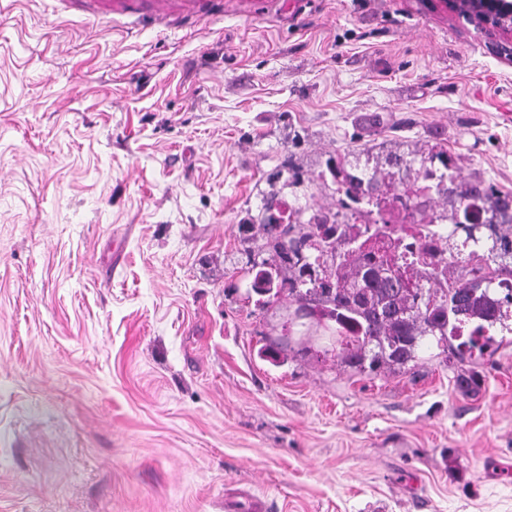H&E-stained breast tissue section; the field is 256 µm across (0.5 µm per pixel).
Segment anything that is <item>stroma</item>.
Masks as SVG:
<instances>
[{
  "label": "stroma",
  "mask_w": 512,
  "mask_h": 512,
  "mask_svg": "<svg viewBox=\"0 0 512 512\" xmlns=\"http://www.w3.org/2000/svg\"><path fill=\"white\" fill-rule=\"evenodd\" d=\"M440 145L512 193V65L416 0H0V512H512V335L359 373L240 225ZM367 155V159L369 161V153L370 149L364 147L362 150L360 148L354 149L347 155L343 157L336 158V161H331L329 163V167L331 164H335L336 172V182L342 185V190L347 199L351 200V197H355L359 195V193H363L364 191H369L370 186L375 190L376 185L374 184V180L377 174V163L376 166L371 168L372 173H370L369 169H365L361 171V176L351 174L346 170V167L352 165V159H349V155L353 158L358 159L361 154ZM358 156V157H355ZM343 174V180L338 181L337 178L340 174Z\"/></svg>",
  "instance_id": "obj_1"
}]
</instances>
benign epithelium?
I'll use <instances>...</instances> for the list:
<instances>
[{"mask_svg": "<svg viewBox=\"0 0 512 512\" xmlns=\"http://www.w3.org/2000/svg\"><path fill=\"white\" fill-rule=\"evenodd\" d=\"M435 11L466 19L491 45L494 54L512 63V0H430Z\"/></svg>", "mask_w": 512, "mask_h": 512, "instance_id": "benign-epithelium-1", "label": "benign epithelium"}]
</instances>
